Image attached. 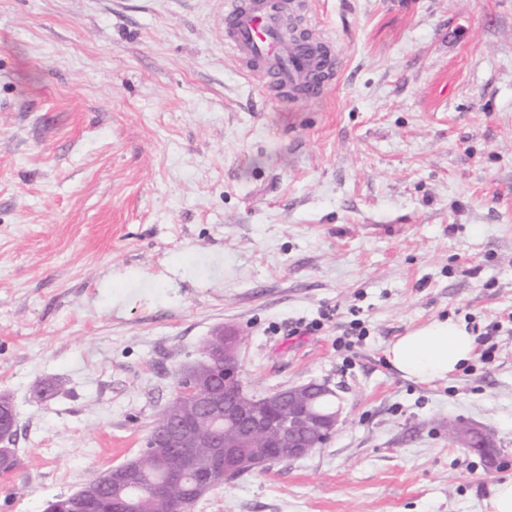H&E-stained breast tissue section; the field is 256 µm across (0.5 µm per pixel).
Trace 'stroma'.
I'll use <instances>...</instances> for the list:
<instances>
[{"label": "stroma", "instance_id": "obj_1", "mask_svg": "<svg viewBox=\"0 0 512 512\" xmlns=\"http://www.w3.org/2000/svg\"><path fill=\"white\" fill-rule=\"evenodd\" d=\"M309 3L342 68L289 108L224 0H0V512L135 457L227 328L249 391L326 381L343 420L194 512H487L512 478V0ZM446 317L477 340L459 372L388 364ZM449 435L453 439L452 442L472 450L481 451L495 447L489 435L471 425L455 426L450 429Z\"/></svg>", "mask_w": 512, "mask_h": 512}]
</instances>
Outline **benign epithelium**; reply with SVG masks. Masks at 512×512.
Instances as JSON below:
<instances>
[{"mask_svg": "<svg viewBox=\"0 0 512 512\" xmlns=\"http://www.w3.org/2000/svg\"><path fill=\"white\" fill-rule=\"evenodd\" d=\"M241 375L240 337L232 332L212 337L204 359L185 375L155 426L158 447L168 449V482L176 483L190 473L196 488L205 490L218 475L253 469L269 453L286 451L288 459H300L325 444L342 421L340 407L323 411L316 404V395L333 393L326 382L253 395L244 390ZM11 404L9 397L0 396V443L9 436L6 424L16 422ZM449 435L454 443L472 450L494 447L489 435L471 425L455 426ZM196 448L210 452L201 458ZM140 471L136 458L107 469L68 496L65 512H85V506L98 501L102 486L130 487Z\"/></svg>", "mask_w": 512, "mask_h": 512, "instance_id": "7a95c632", "label": "benign epithelium"}]
</instances>
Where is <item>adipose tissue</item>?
I'll use <instances>...</instances> for the list:
<instances>
[{"label": "adipose tissue", "instance_id": "obj_1", "mask_svg": "<svg viewBox=\"0 0 512 512\" xmlns=\"http://www.w3.org/2000/svg\"><path fill=\"white\" fill-rule=\"evenodd\" d=\"M475 339L466 323L436 319L389 344L386 355L405 378L418 383L447 379L474 357Z\"/></svg>", "mask_w": 512, "mask_h": 512}]
</instances>
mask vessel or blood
I'll return each instance as SVG.
<instances>
[{
    "mask_svg": "<svg viewBox=\"0 0 512 512\" xmlns=\"http://www.w3.org/2000/svg\"><path fill=\"white\" fill-rule=\"evenodd\" d=\"M306 11V0L224 3L225 49L288 106L323 98L341 68L339 54L320 34L284 42L286 16Z\"/></svg>",
    "mask_w": 512,
    "mask_h": 512,
    "instance_id": "1",
    "label": "vessel or blood"
}]
</instances>
